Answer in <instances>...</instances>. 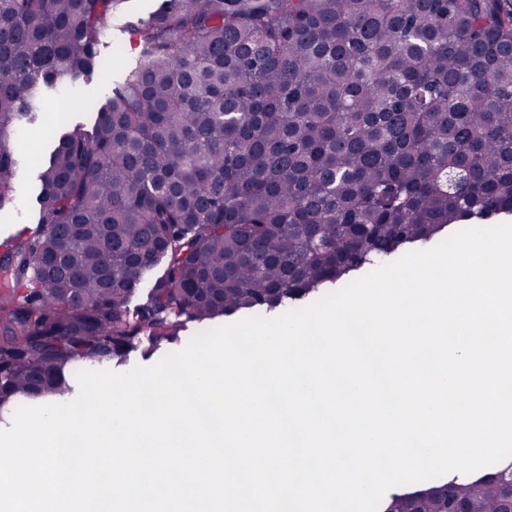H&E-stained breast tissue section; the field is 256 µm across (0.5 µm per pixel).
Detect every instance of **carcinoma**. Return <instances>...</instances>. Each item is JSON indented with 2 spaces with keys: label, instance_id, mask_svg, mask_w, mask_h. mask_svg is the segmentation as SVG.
<instances>
[{
  "label": "carcinoma",
  "instance_id": "carcinoma-1",
  "mask_svg": "<svg viewBox=\"0 0 512 512\" xmlns=\"http://www.w3.org/2000/svg\"><path fill=\"white\" fill-rule=\"evenodd\" d=\"M125 2L0 0V138L93 80L104 21L135 51L92 130L55 139L35 230L0 242L1 408L512 216V0ZM23 166L0 143V210ZM511 480L512 461L380 512H500Z\"/></svg>",
  "mask_w": 512,
  "mask_h": 512
}]
</instances>
